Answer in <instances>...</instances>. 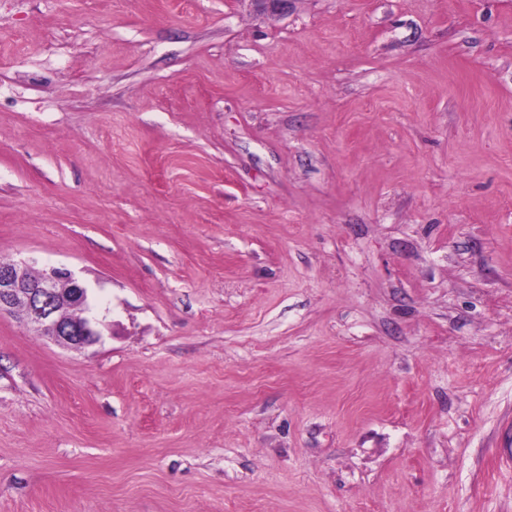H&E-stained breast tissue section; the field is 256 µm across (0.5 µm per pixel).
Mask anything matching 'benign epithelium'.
Wrapping results in <instances>:
<instances>
[{
  "mask_svg": "<svg viewBox=\"0 0 512 512\" xmlns=\"http://www.w3.org/2000/svg\"><path fill=\"white\" fill-rule=\"evenodd\" d=\"M32 263L0 259V314L58 345L86 350L102 339L90 288L61 267H50L32 280Z\"/></svg>",
  "mask_w": 512,
  "mask_h": 512,
  "instance_id": "obj_1",
  "label": "benign epithelium"
}]
</instances>
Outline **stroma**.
I'll use <instances>...</instances> for the list:
<instances>
[{
    "mask_svg": "<svg viewBox=\"0 0 512 512\" xmlns=\"http://www.w3.org/2000/svg\"><path fill=\"white\" fill-rule=\"evenodd\" d=\"M0 512H512V0H0ZM32 263L0 259V315L9 313L22 325L58 345L86 350L102 339L90 288L61 267L42 269L31 278ZM84 309L85 318L72 324L67 312Z\"/></svg>",
    "mask_w": 512,
    "mask_h": 512,
    "instance_id": "35a3bbf8",
    "label": "stroma"
}]
</instances>
